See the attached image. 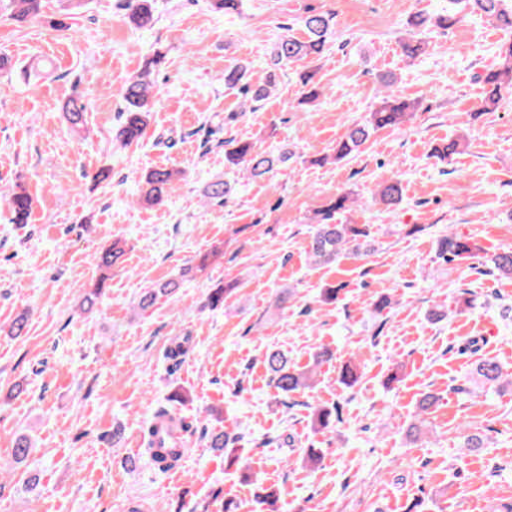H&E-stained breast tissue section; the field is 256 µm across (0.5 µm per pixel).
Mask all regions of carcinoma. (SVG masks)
<instances>
[{"instance_id":"carcinoma-1","label":"carcinoma","mask_w":512,"mask_h":512,"mask_svg":"<svg viewBox=\"0 0 512 512\" xmlns=\"http://www.w3.org/2000/svg\"><path fill=\"white\" fill-rule=\"evenodd\" d=\"M42 0H9L8 8L11 15L24 20L40 16ZM453 7L445 13H439L427 19L411 21L408 26L413 33L401 39L400 45L405 57L414 60L426 52L427 44L417 37L414 29L431 23L440 28H449L457 21V14L468 11L493 19L502 29L512 32V0H448ZM122 9L126 11L130 22L135 28L150 31L155 28L159 18L156 16L151 0H123ZM302 26L306 37L299 39L290 33L280 35L273 44L270 57V75L264 85L255 89L249 84V69L245 65H235L224 70V87L242 89L249 94L250 111L258 109V102L267 98L276 86L275 71L286 64L304 60H318L329 49L335 36L333 16L330 13L310 11L302 18ZM162 55L155 53L143 70L133 76L122 90L125 103L119 114L120 123L116 140L123 147L137 145L141 141L149 124L154 102L152 96L153 68L161 63ZM316 73L306 71L301 74L303 86L307 87L303 101L316 102L324 97V88L315 79ZM480 82L488 88L487 96L482 102L480 111L488 112L496 107L501 98V91L512 87V39L498 47V63L479 75ZM418 108V102L404 100L386 91L380 98L378 106L369 113L363 124H357L346 132L337 142L332 155L333 160H343L359 153L373 132L384 128H397L406 122ZM66 118L73 132L79 134L86 128L87 107L79 97L70 98L65 105ZM225 164L232 168L245 171L251 177H262L271 173L275 166L290 159L284 152L278 156L260 151L249 141H237L233 138L224 140ZM180 172L166 167L156 168L146 176L144 186L138 192V202L149 206L165 203L173 182ZM237 180L224 179L212 182L205 196L224 201L236 191ZM373 199L387 207H394L402 202L400 181L391 177L380 183L373 193ZM354 204V198L348 193H341L326 208L315 213L312 218L314 229L309 241V257L316 263L329 264L349 255H359L370 250L367 231L359 224H338L336 214L346 211ZM7 205L12 214V223H28L32 211V197L26 188L18 185L7 197ZM438 256L445 261L468 260L482 251L476 241L469 237L448 233L437 242ZM125 255L124 245L117 240L104 249L98 257L97 266L106 272L120 263ZM488 271L497 272L503 277H512V250H503L489 258ZM105 276H100L81 301L83 310L89 312L94 308L97 299L104 290ZM181 288L178 280H168L148 289L138 301V309L142 312L154 307L160 300L175 295ZM333 357L327 348L318 350L312 362L300 367L289 361L288 355L275 348L266 351L264 362L269 373L271 385L277 392L288 398L299 394L312 386L317 370ZM476 376L485 383L495 384L505 380L508 373L492 359H482L475 365ZM340 380L348 387L358 384L362 372L358 365L350 361L341 366ZM340 412L336 405L318 406L312 412V428L317 434L332 433L340 422ZM155 432L145 433L147 440L146 454L150 463L160 472H166L179 464L183 459L176 448H156L152 436ZM239 437L232 435L224 428H214L207 434V444L212 451L224 456L225 469L229 470L241 462L236 443ZM35 452V443L28 435L17 437L12 448V461L15 467L28 466Z\"/></svg>"}]
</instances>
